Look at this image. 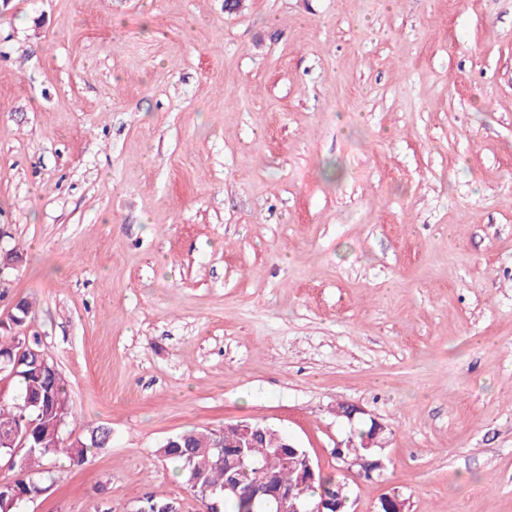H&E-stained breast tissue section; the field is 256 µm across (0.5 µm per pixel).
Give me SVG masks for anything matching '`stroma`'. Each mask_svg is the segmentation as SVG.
Here are the masks:
<instances>
[{"label":"stroma","instance_id":"obj_1","mask_svg":"<svg viewBox=\"0 0 512 512\" xmlns=\"http://www.w3.org/2000/svg\"><path fill=\"white\" fill-rule=\"evenodd\" d=\"M0 248L112 430L24 512H198L157 449L239 421L350 512H512V0H0ZM385 426L375 420L374 418L371 419V429H370V436H365L363 440V432L366 431L363 429H360L357 434H353L351 439L348 438V441H351L354 448H352V445L350 443L347 444L346 447L337 446L334 448V452L338 455H343L342 448L344 449V457L348 460H355L353 461V464H361L364 467H372L374 470H380L383 467V462L380 459H372L368 460L366 457H359L358 455L364 454V448L371 449V448H381L382 450L387 447V439L384 436L385 432ZM363 441V448H355V447H361ZM358 458V459H357Z\"/></svg>","mask_w":512,"mask_h":512}]
</instances>
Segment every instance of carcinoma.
Here are the masks:
<instances>
[{
	"mask_svg": "<svg viewBox=\"0 0 512 512\" xmlns=\"http://www.w3.org/2000/svg\"><path fill=\"white\" fill-rule=\"evenodd\" d=\"M20 339L28 342L32 349L42 350L37 337H17L14 329L10 328L0 330V351L17 353ZM35 362L32 355L21 356L17 374L13 376L17 394L9 400L0 401V429L15 430L27 436V447L15 464L17 477L0 482V512H23L22 505L43 491L42 479L33 477V474L45 459L62 454L71 465L79 466L92 449L103 447L111 438L110 429L97 427L79 444H64L56 428L59 417L67 419L71 415L66 382L57 369L39 374ZM30 395L40 397L46 404V410L41 412L36 407L26 406V398ZM173 439L179 447H160L157 453L175 463L185 474L194 495L218 504L219 512H261L258 504L246 495H224L225 473L232 457L224 455V449L214 447V432L186 431L174 435ZM284 439L281 433L261 435L253 438L251 447L243 449L253 465L242 472V486L260 482L269 473L287 488L296 485L304 449H299V455L286 458L275 454L274 449L280 447ZM304 496L316 500L334 498L337 506L347 508V486L332 475L316 477L313 484L305 488ZM173 501L172 497L151 492L143 497L139 506L146 512H167Z\"/></svg>",
	"mask_w": 512,
	"mask_h": 512,
	"instance_id": "carcinoma-1",
	"label": "carcinoma"
}]
</instances>
